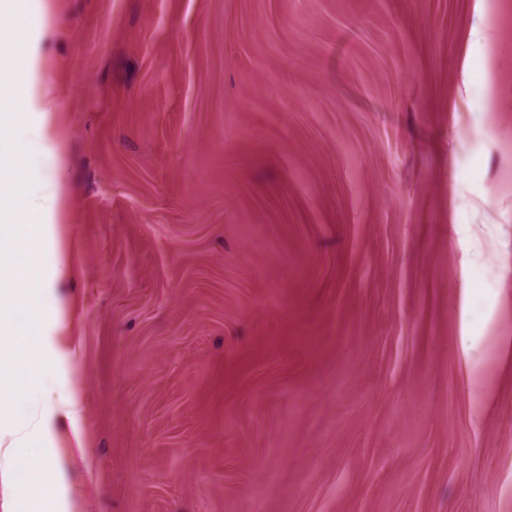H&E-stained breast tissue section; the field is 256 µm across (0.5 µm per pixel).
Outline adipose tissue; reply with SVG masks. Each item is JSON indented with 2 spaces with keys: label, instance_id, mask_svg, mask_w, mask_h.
I'll list each match as a JSON object with an SVG mask.
<instances>
[{
  "label": "adipose tissue",
  "instance_id": "1",
  "mask_svg": "<svg viewBox=\"0 0 512 512\" xmlns=\"http://www.w3.org/2000/svg\"><path fill=\"white\" fill-rule=\"evenodd\" d=\"M47 0H0V463L25 455L34 439L48 436L51 416L60 409L75 416L77 384L61 387L47 403L41 376L53 362L49 327L36 341L20 342L13 317L43 319L63 267L47 253L59 221L57 192L63 177L60 125L51 91L41 82L38 42ZM31 406L29 419L14 418L10 396ZM59 473L51 459L35 461L23 493L30 512H70L55 493Z\"/></svg>",
  "mask_w": 512,
  "mask_h": 512
}]
</instances>
